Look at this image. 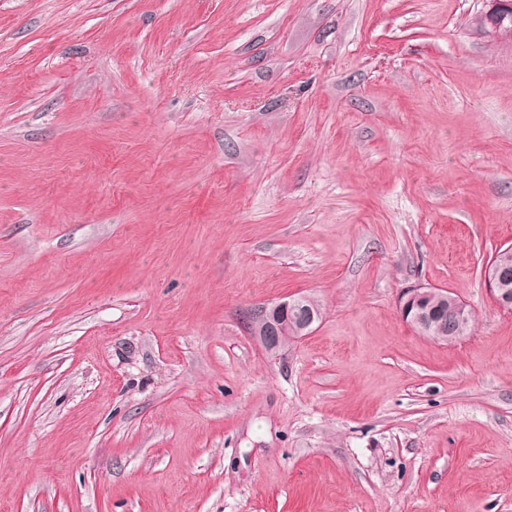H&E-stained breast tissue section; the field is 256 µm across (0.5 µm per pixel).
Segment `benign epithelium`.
<instances>
[{
  "instance_id": "obj_1",
  "label": "benign epithelium",
  "mask_w": 512,
  "mask_h": 512,
  "mask_svg": "<svg viewBox=\"0 0 512 512\" xmlns=\"http://www.w3.org/2000/svg\"><path fill=\"white\" fill-rule=\"evenodd\" d=\"M488 10L482 24L488 32L502 38H512V0H486ZM502 256L493 258L486 264L483 276L494 303L502 310L512 312V266L508 264L512 246L501 249ZM443 288L414 286L404 290L398 299V309L402 319L423 336H428L430 313L427 300L437 294H444ZM303 297H286L264 305L249 315V330L259 339L269 353L280 351L285 341L288 314L298 318L297 337L307 336L321 315L304 305Z\"/></svg>"
}]
</instances>
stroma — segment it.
<instances>
[{
  "mask_svg": "<svg viewBox=\"0 0 512 512\" xmlns=\"http://www.w3.org/2000/svg\"><path fill=\"white\" fill-rule=\"evenodd\" d=\"M486 9L0 0V512H512ZM418 284L470 333L403 321ZM290 295L323 318L268 354ZM512 246L502 248L501 257L493 258L486 264L483 276L494 303L504 311L512 312V293L510 286V265L507 262ZM446 293V294H444ZM451 293L447 289L434 288L427 286H414L404 290L398 299V309L402 319L416 330L420 335H423L431 340H436L440 333L437 332L438 325L432 327L431 333L433 336H429L428 327L430 312H427V300L431 297L441 294L448 300V318L455 320H461L467 312L466 305L456 297L447 296ZM322 315V307L319 302L307 297ZM304 297H286L279 301L259 307L249 315V330L259 339L264 349L269 353L280 351L288 336L300 338L307 336L314 330V325L321 319V315L303 304ZM294 313L298 318V333L289 328L288 335L283 336L286 330L288 314Z\"/></svg>",
  "mask_w": 512,
  "mask_h": 512,
  "instance_id": "35a3bbf8",
  "label": "stroma"
}]
</instances>
